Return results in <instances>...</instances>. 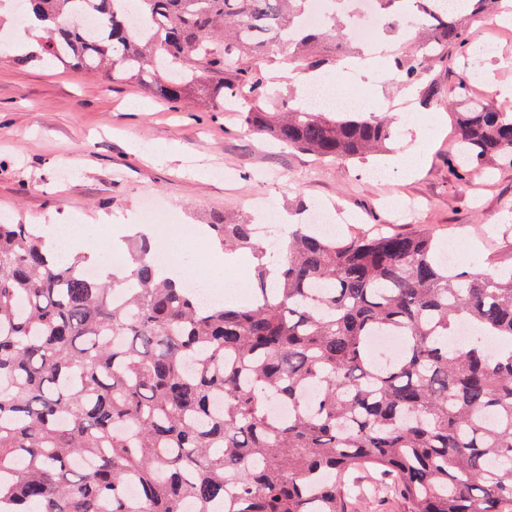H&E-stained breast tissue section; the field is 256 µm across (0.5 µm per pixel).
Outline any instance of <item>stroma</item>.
<instances>
[{
  "instance_id": "obj_1",
  "label": "stroma",
  "mask_w": 512,
  "mask_h": 512,
  "mask_svg": "<svg viewBox=\"0 0 512 512\" xmlns=\"http://www.w3.org/2000/svg\"><path fill=\"white\" fill-rule=\"evenodd\" d=\"M469 53L449 52L431 63L423 82L439 87L434 100L393 123L392 151L411 146L428 131L425 159L410 177L387 169L386 155L325 162L269 141L245 125L219 98L190 94L173 105L143 87L107 84L100 75L73 67L12 63L0 57V215L17 224H40L63 254L75 242L93 248L97 268L112 266L113 251L142 223L144 199L158 200L175 223L203 225L231 213L252 224L273 212L277 224L305 221L314 209H341L350 226L369 231L382 224L399 232H433L455 247L458 271L476 266L512 271V168L470 171L468 181L448 170L458 135L456 115L466 102L496 101L491 85L512 86V28L488 29L483 19L465 21ZM496 42L490 56L473 54L483 39ZM391 53H379L374 68L347 79L337 68L330 82L343 93L366 95L352 109L385 105L400 96L397 82L379 78ZM476 72L471 88L459 74ZM277 108L300 107L297 86L283 56L263 64ZM384 170V178L373 175ZM155 244L177 251L189 270L206 271L213 258L205 244L152 230ZM375 474L353 473L345 512H412Z\"/></svg>"
}]
</instances>
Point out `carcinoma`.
Returning <instances> with one entry per match:
<instances>
[{"label":"carcinoma","instance_id":"obj_1","mask_svg":"<svg viewBox=\"0 0 512 512\" xmlns=\"http://www.w3.org/2000/svg\"><path fill=\"white\" fill-rule=\"evenodd\" d=\"M41 27L21 64H66L178 103L223 93L259 134L322 160L384 152L375 113L268 112L258 59L293 71L341 57L336 15L309 0H14ZM376 0L390 31L431 32L433 53L394 59L420 95L428 62L465 38L445 0ZM448 167L460 181L512 167V112L472 100ZM223 249L267 253L254 225L217 216ZM431 232L329 236L295 224L255 266L244 305L208 303L164 275L138 232L119 271L48 248L39 224L0 221V512H344L345 477L378 470L413 512H512V272L453 274ZM468 322L476 333L451 348ZM401 338L381 361L372 338ZM315 392L314 400L304 392ZM222 406H215V400ZM288 405V417L270 413ZM134 482L139 497L129 500Z\"/></svg>","mask_w":512,"mask_h":512}]
</instances>
